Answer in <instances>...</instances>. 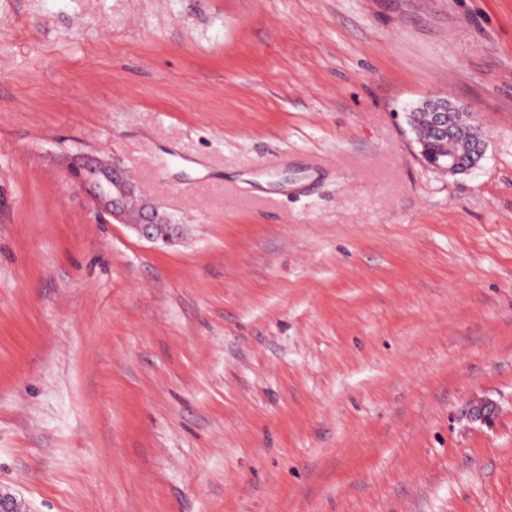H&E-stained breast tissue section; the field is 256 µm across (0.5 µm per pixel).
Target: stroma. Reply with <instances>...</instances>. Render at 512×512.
<instances>
[{
  "label": "stroma",
  "instance_id": "35a3bbf8",
  "mask_svg": "<svg viewBox=\"0 0 512 512\" xmlns=\"http://www.w3.org/2000/svg\"><path fill=\"white\" fill-rule=\"evenodd\" d=\"M80 151L180 237L102 223ZM0 489L512 512V0H0ZM451 108L452 105L447 98L432 97L426 100L429 122L424 107H419L412 113V121L417 135L419 139L425 143L427 153L432 160H436L437 156L444 155L445 153L451 154L460 151L462 146L472 138L474 128L481 137L483 136L480 125H472L470 121L463 119V117H465L463 112L460 113L464 116L454 125L452 116L454 112H451ZM431 131L434 136L448 140L435 139ZM452 133L453 135L448 138ZM478 134H473L471 146L466 155L460 156L453 154L451 156H445L439 164L425 160L436 168L448 173L469 171L478 164L486 149L484 140ZM465 159L467 161H464Z\"/></svg>",
  "mask_w": 512,
  "mask_h": 512
}]
</instances>
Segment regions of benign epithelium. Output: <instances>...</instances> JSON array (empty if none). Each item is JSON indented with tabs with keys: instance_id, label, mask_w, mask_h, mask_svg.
<instances>
[{
	"instance_id": "obj_1",
	"label": "benign epithelium",
	"mask_w": 512,
	"mask_h": 512,
	"mask_svg": "<svg viewBox=\"0 0 512 512\" xmlns=\"http://www.w3.org/2000/svg\"><path fill=\"white\" fill-rule=\"evenodd\" d=\"M451 108L446 98L432 97L426 100L434 136L446 139L453 133ZM485 149L484 140L475 133L467 154L446 156L436 168L448 173L469 171L478 164ZM68 168L104 221L122 224L138 238L152 243L160 241L162 235L170 242L179 236V225L171 222L159 204L141 198L134 178L119 165L108 163L95 153L80 152L70 158Z\"/></svg>"
}]
</instances>
